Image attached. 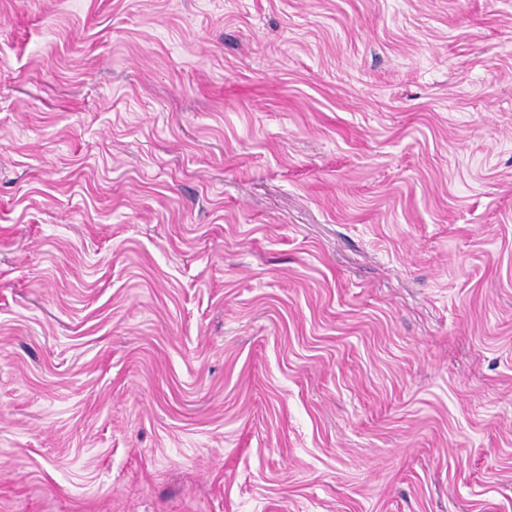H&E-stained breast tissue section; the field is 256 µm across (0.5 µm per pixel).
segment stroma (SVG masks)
Returning <instances> with one entry per match:
<instances>
[{"mask_svg": "<svg viewBox=\"0 0 512 512\" xmlns=\"http://www.w3.org/2000/svg\"><path fill=\"white\" fill-rule=\"evenodd\" d=\"M0 512H512V0H0Z\"/></svg>", "mask_w": 512, "mask_h": 512, "instance_id": "35a3bbf8", "label": "stroma"}]
</instances>
